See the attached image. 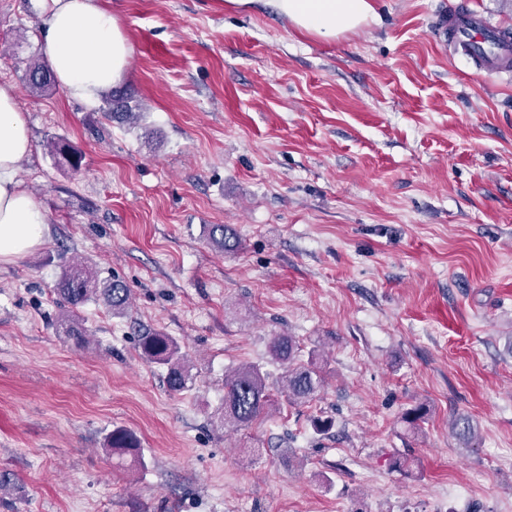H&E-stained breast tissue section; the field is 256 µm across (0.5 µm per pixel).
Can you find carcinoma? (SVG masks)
<instances>
[{
  "label": "carcinoma",
  "mask_w": 512,
  "mask_h": 512,
  "mask_svg": "<svg viewBox=\"0 0 512 512\" xmlns=\"http://www.w3.org/2000/svg\"><path fill=\"white\" fill-rule=\"evenodd\" d=\"M27 76L30 89L35 93L52 86L54 82L48 65L38 59L28 63ZM103 104L105 115L119 123L131 124L140 119V113L131 111L129 105L124 103L123 96L116 91L109 92ZM51 151L61 156L72 168L80 167L81 157L68 147L54 142ZM208 240L226 254L235 253L241 247L236 234L223 224L209 226ZM58 294L63 311L57 321V331L76 337L79 343L87 336L79 315L86 303L99 301L115 316L125 315L130 305V290L123 281H102L86 267L68 260L62 265ZM137 349L145 363L166 370V382L171 392L179 393L192 386V366L174 337L159 330H143L137 338ZM267 355L272 362L285 368L278 390L287 398L288 403H307L323 389L324 377L317 362V354L311 350L308 359L302 360L293 337H273L267 345ZM272 401L268 373L254 363L240 366L224 377V402L217 411V421L225 429H245L267 413ZM451 431L457 442L466 448L471 447L476 439L470 419L464 416L451 422ZM105 450L120 464L129 461L140 467L145 465L140 440L127 428L113 429L105 438Z\"/></svg>",
  "instance_id": "cac0c4a2"
}]
</instances>
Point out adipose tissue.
I'll use <instances>...</instances> for the list:
<instances>
[{
    "label": "adipose tissue",
    "mask_w": 512,
    "mask_h": 512,
    "mask_svg": "<svg viewBox=\"0 0 512 512\" xmlns=\"http://www.w3.org/2000/svg\"><path fill=\"white\" fill-rule=\"evenodd\" d=\"M296 29L324 41L378 23L371 0H272ZM41 50L62 91L93 104L128 76L132 47L103 0H50ZM32 150L30 129L11 87L0 85V263L45 241L47 219L23 189L18 165Z\"/></svg>",
    "instance_id": "ef3b65f1"
}]
</instances>
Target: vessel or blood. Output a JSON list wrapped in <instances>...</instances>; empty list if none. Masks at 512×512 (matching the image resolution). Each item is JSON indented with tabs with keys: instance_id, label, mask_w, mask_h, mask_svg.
<instances>
[{
	"instance_id": "b4317fda",
	"label": "vessel or blood",
	"mask_w": 512,
	"mask_h": 512,
	"mask_svg": "<svg viewBox=\"0 0 512 512\" xmlns=\"http://www.w3.org/2000/svg\"><path fill=\"white\" fill-rule=\"evenodd\" d=\"M452 52H465L483 71L512 57V30L492 24L482 13L466 7L440 19Z\"/></svg>"
}]
</instances>
